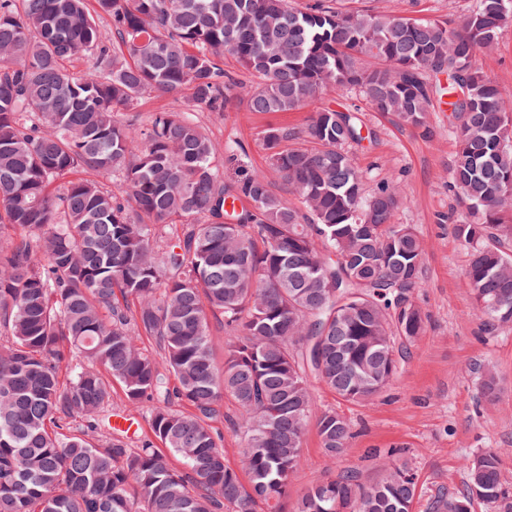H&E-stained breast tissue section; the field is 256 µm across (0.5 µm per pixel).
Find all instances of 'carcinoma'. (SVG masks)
<instances>
[{"instance_id": "cac0c4a2", "label": "carcinoma", "mask_w": 512, "mask_h": 512, "mask_svg": "<svg viewBox=\"0 0 512 512\" xmlns=\"http://www.w3.org/2000/svg\"><path fill=\"white\" fill-rule=\"evenodd\" d=\"M337 2L0 0V512H280L308 423L331 456L352 438L342 413L315 409L311 379L371 404L426 332L423 242L394 223L399 182L371 186L355 162L376 138L358 112L261 132L285 198L192 111L240 96L289 112L339 87L429 135L432 75H447L449 190L466 206L448 220L483 333L512 328V87L476 65L512 0H470L454 26ZM226 54L257 82L240 90ZM79 55L93 65L74 77ZM155 91L185 109L119 121ZM226 165L240 170L231 186ZM213 317L236 332L221 366ZM470 372L479 396L496 394L490 365ZM116 386L150 434L112 428ZM226 399L246 483L210 425ZM463 469L430 512H512L503 452ZM421 494L417 472L391 463L370 483H313L295 512H413Z\"/></svg>"}]
</instances>
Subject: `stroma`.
Masks as SVG:
<instances>
[{"label":"stroma","instance_id":"1","mask_svg":"<svg viewBox=\"0 0 512 512\" xmlns=\"http://www.w3.org/2000/svg\"><path fill=\"white\" fill-rule=\"evenodd\" d=\"M353 6L386 14L457 21L467 0H352ZM358 108L377 134L374 143L356 151L360 167L371 168L374 180L395 177L406 200L396 214L398 224L413 225L425 244L422 283L415 300L429 314L398 378L373 404L340 401L319 381H312L316 408H336L350 421L354 438L340 454L320 447L315 428L305 444L291 480L284 512L316 480L350 470L364 480L384 471L382 454L395 450L396 462L409 463L418 473L425 494L438 488L461 487L465 474L460 459L475 450L512 449V330L496 336L482 333L474 301L465 286L467 249L454 237L445 217L456 199L448 192L449 164L455 149L442 103L433 107L434 132L400 127L372 112L355 93L332 89L319 102L292 112L258 113L245 102L232 101L223 112H193L216 144L238 143L252 170L264 173L274 188L282 183L265 163L260 136L268 126L299 127L319 107ZM492 362L500 391L490 399L476 396L469 366Z\"/></svg>","mask_w":512,"mask_h":512}]
</instances>
